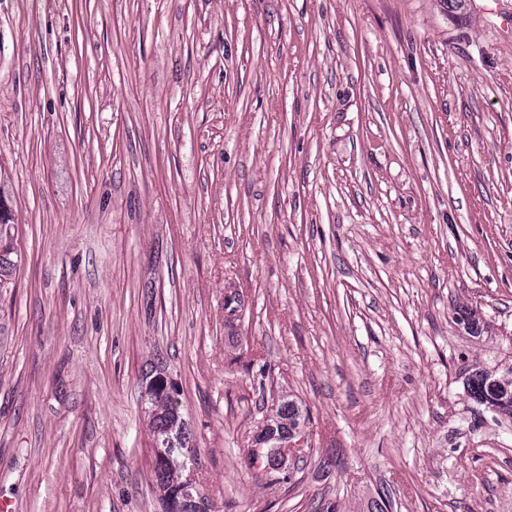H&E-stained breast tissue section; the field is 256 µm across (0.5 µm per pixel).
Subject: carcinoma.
Masks as SVG:
<instances>
[{"label": "carcinoma", "mask_w": 512, "mask_h": 512, "mask_svg": "<svg viewBox=\"0 0 512 512\" xmlns=\"http://www.w3.org/2000/svg\"><path fill=\"white\" fill-rule=\"evenodd\" d=\"M15 223V217L9 198L0 185V227ZM163 369L152 368L146 381L157 382L153 386L152 396L148 398L147 413L154 439L160 447L154 450V474L160 484H166L179 493L181 512H206L204 499L187 485V471L195 463L191 452V433L180 411L179 401L172 398L166 386L162 384ZM470 385L481 403H489L500 410H512V369L502 376L486 370L475 372ZM265 442L263 453L275 456V446L297 439L305 428L302 408L295 397H278L276 410L264 419Z\"/></svg>", "instance_id": "obj_1"}]
</instances>
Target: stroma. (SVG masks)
Returning a JSON list of instances; mask_svg holds the SVG:
<instances>
[{
  "label": "stroma",
  "mask_w": 512,
  "mask_h": 512,
  "mask_svg": "<svg viewBox=\"0 0 512 512\" xmlns=\"http://www.w3.org/2000/svg\"><path fill=\"white\" fill-rule=\"evenodd\" d=\"M0 168L13 512H162L154 363L210 512H512V0H0ZM470 385L476 398L483 404L498 406L500 410H512V369L506 375L497 376L486 370L475 372ZM264 423L266 427L262 424L259 425L258 431L252 439L254 448H250L252 455L256 458L257 465L261 464L264 454L270 453L269 455L274 457L278 453V450L275 451L274 449L279 448L275 446L296 440L304 433L305 428L302 408L296 398L289 394L278 397L276 410L272 413V417L268 416L264 419ZM264 428L266 441L262 444L263 454L262 441L258 437L262 434ZM307 440L308 437L303 434L297 441L283 446L284 449L281 450L280 455H277L272 465L280 472L288 471L289 464H292L301 453L305 452L304 445Z\"/></svg>",
  "instance_id": "1"
}]
</instances>
